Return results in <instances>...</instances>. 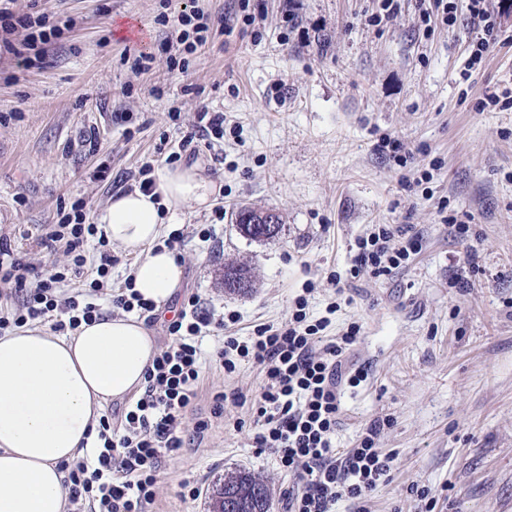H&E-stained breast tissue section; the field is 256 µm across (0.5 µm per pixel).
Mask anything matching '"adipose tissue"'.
<instances>
[{
	"mask_svg": "<svg viewBox=\"0 0 512 512\" xmlns=\"http://www.w3.org/2000/svg\"><path fill=\"white\" fill-rule=\"evenodd\" d=\"M221 187L198 167L163 168L156 189L121 193L98 221L135 252L133 288L163 306L183 268L159 238L183 207L209 208ZM157 354L134 315L105 316L71 336L34 326L0 336V512H64L59 465L82 452L110 402L142 390Z\"/></svg>",
	"mask_w": 512,
	"mask_h": 512,
	"instance_id": "1",
	"label": "adipose tissue"
}]
</instances>
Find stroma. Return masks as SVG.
I'll use <instances>...</instances> for the list:
<instances>
[{
  "mask_svg": "<svg viewBox=\"0 0 512 512\" xmlns=\"http://www.w3.org/2000/svg\"><path fill=\"white\" fill-rule=\"evenodd\" d=\"M189 3L42 0L75 21L43 67L20 69L0 48V234L26 252L60 207L80 200L97 218L143 162L164 168L157 147H177L195 112L223 113V141L199 144L197 162L222 185L224 219L190 207L174 218L185 234L180 295L235 313L231 331L244 337L285 322L315 283L310 318H329V336L358 323L354 358L368 366L342 394L337 447H354L373 419L389 421L378 446L394 469L371 512H417L413 484L435 496V512H512V108H476L484 94L512 95V49L466 70L468 17L428 32L417 0H397L396 15L376 25L366 18L380 0H251L263 25L213 35L173 71L163 43ZM130 49L152 56L150 71L125 64ZM386 134L405 144L404 164L378 152ZM104 165L110 181L95 180ZM242 205L277 211L278 235L241 236ZM446 214L468 225L467 238L451 234ZM375 224L411 225L423 250L390 278L351 279L354 242ZM211 225L214 238L202 240ZM231 262L251 266L250 292L225 293ZM254 431L244 406L167 458L152 512H213L235 469L266 480L272 512H286L290 479L254 448ZM186 480L199 492L183 502Z\"/></svg>",
  "mask_w": 512,
  "mask_h": 512,
  "instance_id": "35a3bbf8",
  "label": "stroma"
}]
</instances>
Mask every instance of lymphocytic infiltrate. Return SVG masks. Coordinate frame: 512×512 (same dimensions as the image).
Wrapping results in <instances>:
<instances>
[{
	"mask_svg": "<svg viewBox=\"0 0 512 512\" xmlns=\"http://www.w3.org/2000/svg\"><path fill=\"white\" fill-rule=\"evenodd\" d=\"M15 0H0V46L17 58L20 66L42 65L46 48L71 30L70 17L40 11L20 13ZM467 10L474 36L469 66L481 64L489 52L508 43L489 0H433L423 8L424 26L439 23L455 26L460 10ZM210 16L194 7L182 11L178 24L165 40L170 70H184L187 57L206 44ZM20 34L19 43L11 35ZM224 115L201 111L191 132L170 153L168 162L183 154H196L197 140L223 139ZM97 238L101 250L88 260L84 244ZM39 247L60 252L67 261L48 272L40 271L34 259L20 256L10 237L0 236V335L6 330L37 324L49 325L56 333L76 331L101 315L100 297H108L113 308L130 313L153 314V304L144 301L132 286L112 287V254L103 228L88 222L82 203L59 215L57 223L45 225L37 238ZM352 277L391 275L423 248L419 232L400 224H379L356 241ZM85 287L73 290V279ZM307 295L294 299L288 321L279 326L260 325L247 338L227 336L214 361L216 370L230 375L240 363L260 368L263 384L257 395L242 391L211 393L208 417L199 419L192 435H185L183 415L204 386L199 339L203 328L223 330L225 318L211 319L199 310L197 297L184 302L166 332L168 343L146 371L143 391L131 398L118 417H103L96 428L93 455L63 463V486L67 512H146L156 496L158 473L163 461L191 441H203L213 420L223 418L228 407L252 403L257 424L254 446L275 455L281 470L292 478L287 512H336L339 502H348L352 512H369L371 493L392 470L393 454L383 452L377 442L384 420L371 421L356 447L337 448L340 424V389L358 387L368 376L366 367L353 366L349 351L360 332L351 324L341 335L325 338L327 323L310 321Z\"/></svg>",
	"mask_w": 512,
	"mask_h": 512,
	"instance_id": "f902f5d3",
	"label": "lymphocytic infiltrate"
}]
</instances>
